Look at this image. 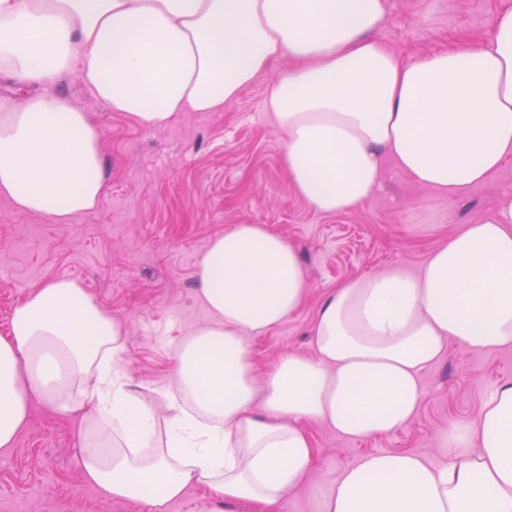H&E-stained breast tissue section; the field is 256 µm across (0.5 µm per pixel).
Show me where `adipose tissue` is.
<instances>
[{"label": "adipose tissue", "instance_id": "adipose-tissue-1", "mask_svg": "<svg viewBox=\"0 0 512 512\" xmlns=\"http://www.w3.org/2000/svg\"><path fill=\"white\" fill-rule=\"evenodd\" d=\"M388 0H0V197L58 221L104 190L101 132L58 89L77 74L92 98L145 128L178 112H217L276 60L292 62L264 100L287 137L290 184L322 214L379 187L386 160L451 200L512 157V10L490 37L410 61L378 38ZM297 247L262 224L214 238L196 271L211 321L177 346L168 410L117 362L124 330L74 280L32 289L0 337V447L34 404L82 416L86 480L105 503L165 512L193 484L224 512H268L307 479L304 424L341 437L395 431L417 412L422 372L449 340L483 352L512 344V193L491 217L449 235L418 271L352 278L326 295L312 353L257 377L249 337L305 298ZM471 443L475 452L460 451ZM319 512H512V381L478 424L450 431L436 462L366 455L322 492Z\"/></svg>", "mask_w": 512, "mask_h": 512}]
</instances>
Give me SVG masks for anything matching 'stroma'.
<instances>
[{
  "instance_id": "obj_1",
  "label": "stroma",
  "mask_w": 512,
  "mask_h": 512,
  "mask_svg": "<svg viewBox=\"0 0 512 512\" xmlns=\"http://www.w3.org/2000/svg\"><path fill=\"white\" fill-rule=\"evenodd\" d=\"M505 9L512 0H388L378 36L406 61L448 46L474 47ZM288 67V59L277 61L222 111L179 112L159 129L109 111L78 76H65L61 90L102 132L106 191L94 210L66 221L22 212L0 198V336L9 334L13 309L32 288L78 280L123 326L120 364L134 390L157 400L171 380L175 344L210 320L194 298L208 242L231 224H264L297 246L309 288L297 311L248 339L263 374L282 355L310 354L312 323L330 291L362 274L418 270L448 235L490 216L499 197L512 192V158L456 202L389 162L365 203L336 215L314 212L288 181L286 135L263 108L270 84ZM503 379H512V345L479 353L449 341L421 374L417 413L395 432L350 440L308 423L309 476L274 512H316L319 492L369 453L444 458L449 428L474 427L486 393ZM78 428V420L33 406L15 442L0 447V512H152L143 502L102 501L83 476Z\"/></svg>"
}]
</instances>
